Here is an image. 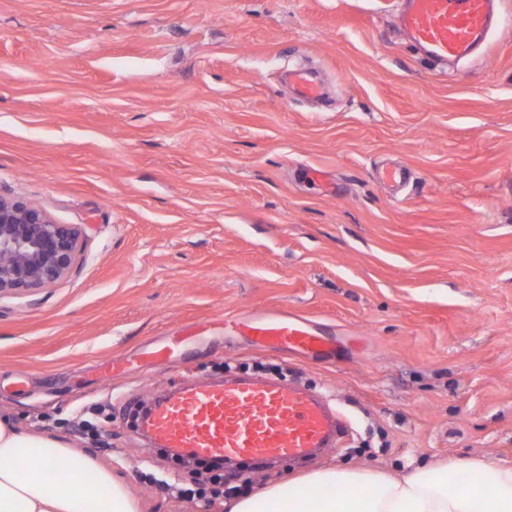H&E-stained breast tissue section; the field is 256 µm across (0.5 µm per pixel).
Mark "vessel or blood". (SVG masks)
<instances>
[{
    "label": "vessel or blood",
    "instance_id": "vessel-or-blood-1",
    "mask_svg": "<svg viewBox=\"0 0 512 512\" xmlns=\"http://www.w3.org/2000/svg\"><path fill=\"white\" fill-rule=\"evenodd\" d=\"M493 0H404L398 28L430 61H461L475 54L492 26ZM295 98L320 100L323 84L309 68L291 70ZM271 348L315 358L336 347L304 318L285 313L243 323ZM138 428L155 448L198 459L265 462L302 460L338 447L347 432L340 414L319 393L279 379L225 376L188 378L140 407Z\"/></svg>",
    "mask_w": 512,
    "mask_h": 512
}]
</instances>
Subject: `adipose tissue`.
Segmentation results:
<instances>
[{
    "label": "adipose tissue",
    "mask_w": 512,
    "mask_h": 512,
    "mask_svg": "<svg viewBox=\"0 0 512 512\" xmlns=\"http://www.w3.org/2000/svg\"><path fill=\"white\" fill-rule=\"evenodd\" d=\"M512 512V467L483 460L420 465L399 477L366 468L308 474L298 492L281 486L242 496L227 512ZM0 512H139L110 469L67 442L25 433L0 418Z\"/></svg>",
    "instance_id": "obj_1"
}]
</instances>
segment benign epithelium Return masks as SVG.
Here are the masks:
<instances>
[{"instance_id": "1", "label": "benign epithelium", "mask_w": 512, "mask_h": 512, "mask_svg": "<svg viewBox=\"0 0 512 512\" xmlns=\"http://www.w3.org/2000/svg\"><path fill=\"white\" fill-rule=\"evenodd\" d=\"M81 230L0 195V298L49 288L71 273Z\"/></svg>"}]
</instances>
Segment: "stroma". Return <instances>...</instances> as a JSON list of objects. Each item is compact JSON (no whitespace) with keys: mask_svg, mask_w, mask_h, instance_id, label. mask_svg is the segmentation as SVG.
Masks as SVG:
<instances>
[{"mask_svg":"<svg viewBox=\"0 0 512 512\" xmlns=\"http://www.w3.org/2000/svg\"><path fill=\"white\" fill-rule=\"evenodd\" d=\"M399 2L0 0V194L83 233L67 277L0 299L1 413L110 468L141 512H227L150 484L191 477L130 416L228 362L280 366L350 424L318 457L226 469L251 491L512 466V0L444 68L398 34ZM298 64L326 105L291 99ZM256 309L308 319L335 357L225 334Z\"/></svg>","mask_w":512,"mask_h":512,"instance_id":"1","label":"stroma"}]
</instances>
